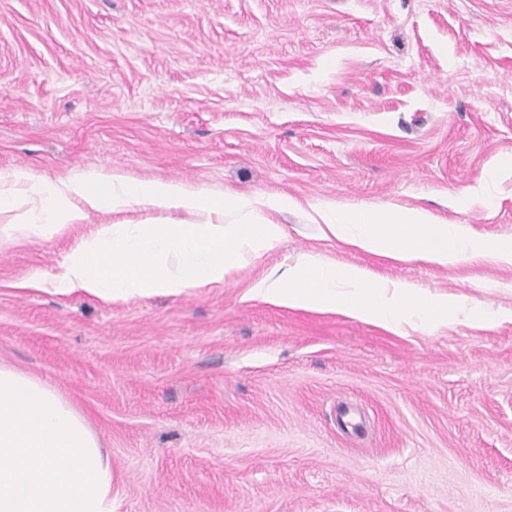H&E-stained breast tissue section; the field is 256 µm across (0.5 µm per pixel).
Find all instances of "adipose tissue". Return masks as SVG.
<instances>
[{
    "label": "adipose tissue",
    "mask_w": 512,
    "mask_h": 512,
    "mask_svg": "<svg viewBox=\"0 0 512 512\" xmlns=\"http://www.w3.org/2000/svg\"><path fill=\"white\" fill-rule=\"evenodd\" d=\"M287 196L217 194L202 186L134 180L114 171L51 179L28 170L0 171V252L88 224L78 244L50 274L19 281L22 289L53 287L105 304L158 293L204 291L224 284L287 237L265 210L294 206ZM148 212L133 221L128 212ZM193 214L190 222L182 214ZM103 214L104 223L90 225ZM323 237L403 262L454 266L488 259L512 266V241L479 239L461 225L440 223L426 211L380 214L367 208L319 213ZM251 297L289 308L338 313L390 331L447 327L458 297L425 292L416 284L375 279L363 268H343L302 254L248 290Z\"/></svg>",
    "instance_id": "1"
}]
</instances>
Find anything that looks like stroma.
<instances>
[{
	"instance_id": "35a3bbf8",
	"label": "stroma",
	"mask_w": 512,
	"mask_h": 512,
	"mask_svg": "<svg viewBox=\"0 0 512 512\" xmlns=\"http://www.w3.org/2000/svg\"><path fill=\"white\" fill-rule=\"evenodd\" d=\"M285 194L287 240L202 293L18 291L76 226L0 254V364L56 388L115 512H512V267L403 263L320 210L512 239V0H0V170ZM300 253L466 298L393 333L247 296ZM502 314L476 327L469 304Z\"/></svg>"
}]
</instances>
